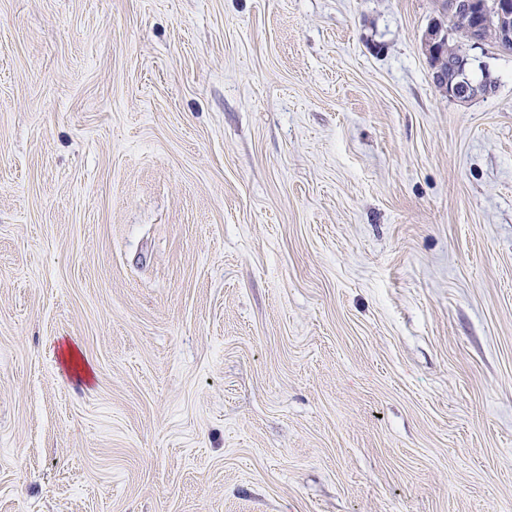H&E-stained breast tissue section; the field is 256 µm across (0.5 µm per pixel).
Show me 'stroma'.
Instances as JSON below:
<instances>
[{"mask_svg":"<svg viewBox=\"0 0 512 512\" xmlns=\"http://www.w3.org/2000/svg\"><path fill=\"white\" fill-rule=\"evenodd\" d=\"M440 18L0 0V512H512V54L448 99Z\"/></svg>","mask_w":512,"mask_h":512,"instance_id":"1","label":"stroma"}]
</instances>
